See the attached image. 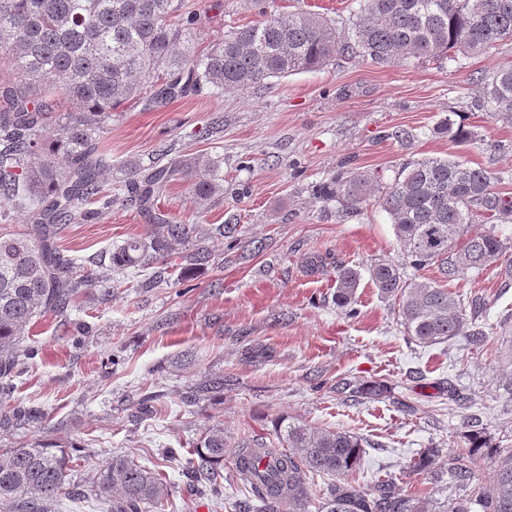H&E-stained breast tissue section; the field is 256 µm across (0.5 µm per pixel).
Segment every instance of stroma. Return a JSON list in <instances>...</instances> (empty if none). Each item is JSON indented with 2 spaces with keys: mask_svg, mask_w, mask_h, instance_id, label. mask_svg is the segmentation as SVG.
Here are the masks:
<instances>
[{
  "mask_svg": "<svg viewBox=\"0 0 512 512\" xmlns=\"http://www.w3.org/2000/svg\"><path fill=\"white\" fill-rule=\"evenodd\" d=\"M199 21L196 44L205 49L232 26L270 12H319L347 25L355 0H191ZM512 61V41L490 55L443 64L379 65L339 56L323 69L270 80L241 91L189 96L150 108L131 101L112 114L101 147L112 160V186L128 168L146 169L169 156L194 154L223 160L224 192L196 205L186 186L173 182L157 199L168 216L200 225L233 224L234 248L207 240L213 252L200 274L171 272L155 288L139 287L138 274L112 277V292L91 288L80 295L72 318L91 328L73 344L70 328L45 313L34 319L26 345L38 351L28 371L0 395V416L18 406H40L42 423L0 425V451L51 438L73 445L72 480L92 486L112 456L124 455L159 472L171 494L147 512H233L242 484L211 497L190 488L181 474L206 428L224 429V470L232 472L245 438L277 439L281 418L317 429L346 430L365 439L356 485L393 479L403 494L442 501L454 496L447 477L407 472L423 449L462 446L468 421L477 419L512 442V391L503 386L505 350L512 337V282L504 261L480 275L448 282V290L484 302L490 332L483 346L465 337L420 347L408 343L392 300L380 294L369 269L402 260L388 214L369 205L345 215L337 203L322 205L315 184L360 168L391 177L400 164L426 157L457 156L496 172L497 191L512 195V121L477 110L482 95L475 78ZM474 130L461 145L433 127L448 115ZM220 118L215 140L199 128ZM410 133L399 141V130ZM149 220L137 206L119 201L89 224H70L57 245L79 257L85 269L115 245L145 236ZM330 257L310 269L308 258ZM357 270L356 316L334 302V263ZM224 379V393L189 406L184 397L204 378ZM384 380L390 397L346 400L329 383ZM466 396L449 400V386ZM151 396L148 416L136 406ZM408 400L405 412L400 400ZM178 456L169 460L166 449Z\"/></svg>",
  "mask_w": 512,
  "mask_h": 512,
  "instance_id": "1",
  "label": "stroma"
}]
</instances>
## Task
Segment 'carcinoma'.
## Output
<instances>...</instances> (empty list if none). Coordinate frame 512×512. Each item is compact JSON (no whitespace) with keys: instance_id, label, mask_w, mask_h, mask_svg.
I'll use <instances>...</instances> for the list:
<instances>
[{"instance_id":"obj_1","label":"carcinoma","mask_w":512,"mask_h":512,"mask_svg":"<svg viewBox=\"0 0 512 512\" xmlns=\"http://www.w3.org/2000/svg\"><path fill=\"white\" fill-rule=\"evenodd\" d=\"M352 26L345 31L320 13L260 10V19L235 27L205 51L196 49L191 29L197 13L187 0H0V51L13 78L0 79V209L28 216L23 234L0 236V390L12 386L37 355L18 347L40 314L70 318L85 288L104 287L112 272L168 264L176 247L180 274L188 278L210 261L211 251L196 246L195 224H176L155 208L156 190L171 181L189 185L202 206L224 190L221 159L183 155L147 173H130L124 200L138 205L152 224L145 238L131 237L112 250L109 264L85 274L55 245L66 224L94 219L97 204L112 207L103 174L109 166L100 134L112 123V110L133 99L157 102L203 91L244 90L270 78L322 69L336 56L375 64L410 61L442 64L457 57L489 54L512 40V0H357ZM484 95L478 107L491 117L512 119V64L479 77ZM465 144L474 134L448 117L433 128ZM496 173L456 157L408 162L389 178L358 169L315 186V199L337 202L357 212L375 201L388 213L406 262L369 269L379 292L398 301L405 335L422 347L470 336L481 343L480 304L464 300L438 283L410 277L436 263L444 280L480 273L508 249L494 231L473 233L481 217L512 219V196L495 191ZM358 273L336 266L334 300L356 314ZM332 388L358 399H382L384 381ZM224 389V378H208L187 396L196 403ZM38 406L17 407L11 419L37 424ZM282 447L246 440L235 462L236 480L249 495L235 501V512H512V449L493 454L490 483L479 481L475 457L489 452L487 429L465 434L467 447L448 457V474L464 494L432 510L403 495L387 480L363 489L349 481L361 465L364 440L354 433L318 430L281 420ZM224 428L200 437L183 475L215 492L224 475ZM439 448H425L409 474L438 476ZM328 477L323 497L312 485ZM70 488L73 501L85 498L71 483L70 457L58 442L21 444L0 452V512H58V496ZM97 496L111 512H146L171 494L160 475L123 456H114L95 482ZM120 496L112 497V490Z\"/></svg>"}]
</instances>
